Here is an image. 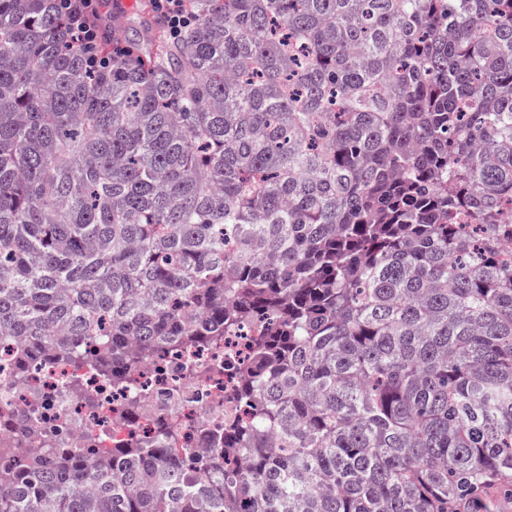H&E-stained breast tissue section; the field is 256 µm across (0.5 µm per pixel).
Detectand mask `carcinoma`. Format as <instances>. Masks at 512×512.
<instances>
[{"label": "carcinoma", "mask_w": 512, "mask_h": 512, "mask_svg": "<svg viewBox=\"0 0 512 512\" xmlns=\"http://www.w3.org/2000/svg\"><path fill=\"white\" fill-rule=\"evenodd\" d=\"M184 7L90 71L57 0H0V339L116 369L251 323L244 414L201 458L35 452L0 512L512 495V0ZM155 2L173 34H180L182 28L191 23L192 19L184 10L182 0H156Z\"/></svg>", "instance_id": "cac0c4a2"}]
</instances>
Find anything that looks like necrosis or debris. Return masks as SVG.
Wrapping results in <instances>:
<instances>
[{
    "label": "necrosis or debris",
    "mask_w": 512,
    "mask_h": 512,
    "mask_svg": "<svg viewBox=\"0 0 512 512\" xmlns=\"http://www.w3.org/2000/svg\"><path fill=\"white\" fill-rule=\"evenodd\" d=\"M248 339L231 336L208 347L168 346L158 356L136 362L126 380L58 354L15 371L17 345L0 342V447L11 448V465L26 462L29 429L41 435L46 456L62 448L96 454L139 434L156 435L158 425L176 426L169 448H193L205 455L206 427L238 417L231 397V370L247 355Z\"/></svg>",
    "instance_id": "1"
}]
</instances>
